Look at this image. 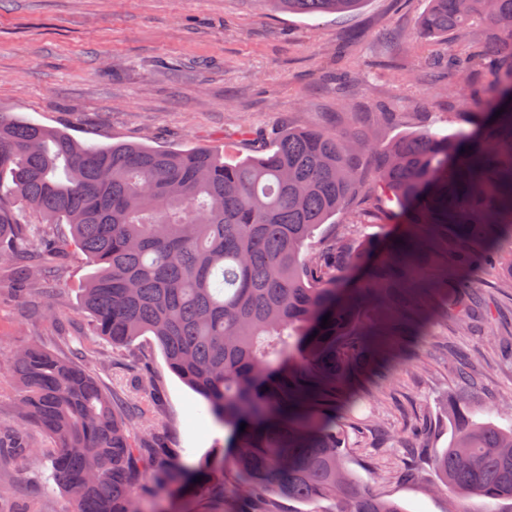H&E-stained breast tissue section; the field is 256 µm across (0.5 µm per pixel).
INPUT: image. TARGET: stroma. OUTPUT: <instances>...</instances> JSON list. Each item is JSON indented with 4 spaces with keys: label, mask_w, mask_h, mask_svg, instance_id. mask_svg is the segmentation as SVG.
Instances as JSON below:
<instances>
[{
    "label": "stroma",
    "mask_w": 512,
    "mask_h": 512,
    "mask_svg": "<svg viewBox=\"0 0 512 512\" xmlns=\"http://www.w3.org/2000/svg\"><path fill=\"white\" fill-rule=\"evenodd\" d=\"M428 0H363L346 14L281 12L260 0H0V111L65 130L90 144L166 149L220 146L238 160L277 129L364 132L381 143L428 128L470 132L466 98L487 76L466 81L433 71L436 56L465 55L486 36L415 41ZM396 207L369 192L322 225L346 247L397 230ZM89 267L69 253L54 279L28 294L13 288L12 258L0 253V363L30 343L79 361L116 399L141 401L130 437L146 468L168 471L224 451L226 432L201 398L168 368L154 337L118 347L91 335L81 306ZM497 334L434 319L415 354L360 379L362 405L348 428L350 468L406 512H448L436 491L431 449L448 444L445 409L464 397L477 419L512 424V276L479 282ZM44 452L51 441L30 429ZM0 460V512H68L70 496L43 457ZM142 512H245L242 499L213 491L177 500L144 494Z\"/></svg>",
    "instance_id": "1"
}]
</instances>
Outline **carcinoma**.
<instances>
[{"mask_svg": "<svg viewBox=\"0 0 512 512\" xmlns=\"http://www.w3.org/2000/svg\"><path fill=\"white\" fill-rule=\"evenodd\" d=\"M297 14L345 13L362 0H261ZM482 23L489 34L448 70L496 74L472 102L474 131L405 133L385 145L337 130L284 129L235 163L217 148L169 150L79 142L0 112V245L14 246L18 284L74 248L94 267L82 289L92 331L114 345L150 335L168 368L227 430L226 462L247 500L276 495L328 512H405L348 467L331 409L351 374L370 368V337L400 344L426 319L472 324L482 302L469 280L512 241V0H429L413 38ZM502 114H497L500 109ZM377 155L374 187L397 201L407 231L346 252L315 231L367 190L359 159ZM67 224L43 241L29 227ZM327 327H321L325 315ZM8 376L20 422L55 443L50 462L71 512H140L149 477L113 397L77 364L32 344ZM452 434L432 450L437 490L512 500V426L450 405ZM247 424L240 431L241 424ZM32 450L0 437V455ZM205 458L154 476L194 497L216 481ZM202 481H197V478Z\"/></svg>", "mask_w": 512, "mask_h": 512, "instance_id": "cac0c4a2", "label": "carcinoma"}]
</instances>
